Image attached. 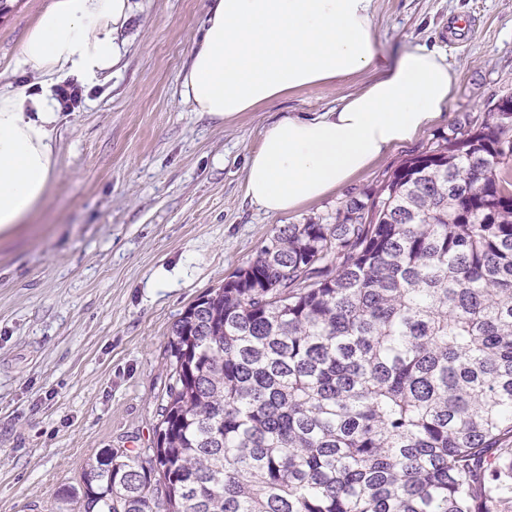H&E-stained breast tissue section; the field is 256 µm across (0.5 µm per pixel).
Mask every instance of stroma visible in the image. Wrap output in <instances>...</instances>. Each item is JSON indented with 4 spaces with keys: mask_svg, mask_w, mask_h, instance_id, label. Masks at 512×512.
<instances>
[{
    "mask_svg": "<svg viewBox=\"0 0 512 512\" xmlns=\"http://www.w3.org/2000/svg\"><path fill=\"white\" fill-rule=\"evenodd\" d=\"M47 0L0 5V90L36 76L12 66ZM121 57L83 103L58 116V175L31 222L0 235V512H78L79 486L104 448L155 443L170 381L166 346L185 309L284 224L336 221L410 151L512 95V0H373L378 48L419 43L457 75L440 120L331 195L270 216L245 196L261 129L319 112L374 71L313 86L219 124L180 96L209 0H132Z\"/></svg>",
    "mask_w": 512,
    "mask_h": 512,
    "instance_id": "1",
    "label": "stroma"
}]
</instances>
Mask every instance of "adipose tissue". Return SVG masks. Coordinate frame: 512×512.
Segmentation results:
<instances>
[{
    "instance_id": "obj_1",
    "label": "adipose tissue",
    "mask_w": 512,
    "mask_h": 512,
    "mask_svg": "<svg viewBox=\"0 0 512 512\" xmlns=\"http://www.w3.org/2000/svg\"><path fill=\"white\" fill-rule=\"evenodd\" d=\"M130 10L129 0H49L26 32L16 64L42 82L35 93L0 92V234L27 222L57 176L55 80L93 83L110 71ZM368 69L375 78L335 108L263 128L246 192L276 216L350 183L432 125L456 87L445 54L418 44L379 68L372 0H211L181 96L225 122Z\"/></svg>"
}]
</instances>
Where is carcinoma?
<instances>
[{"label":"carcinoma","instance_id":"carcinoma-1","mask_svg":"<svg viewBox=\"0 0 512 512\" xmlns=\"http://www.w3.org/2000/svg\"><path fill=\"white\" fill-rule=\"evenodd\" d=\"M167 352L156 446L80 512H512V112L279 228Z\"/></svg>","mask_w":512,"mask_h":512}]
</instances>
